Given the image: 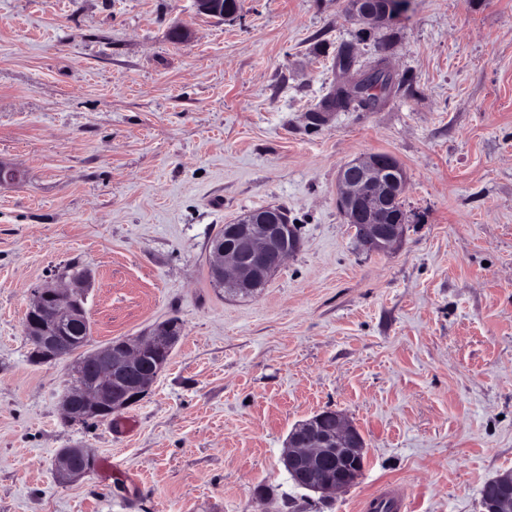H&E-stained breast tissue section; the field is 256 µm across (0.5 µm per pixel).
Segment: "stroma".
I'll use <instances>...</instances> for the list:
<instances>
[{
    "instance_id": "1",
    "label": "stroma",
    "mask_w": 512,
    "mask_h": 512,
    "mask_svg": "<svg viewBox=\"0 0 512 512\" xmlns=\"http://www.w3.org/2000/svg\"><path fill=\"white\" fill-rule=\"evenodd\" d=\"M191 37L171 42V27ZM351 51L354 65L337 64ZM376 111L329 101L379 59ZM388 152L404 238L357 248L340 166ZM0 512H482L512 471V0H413L362 22L347 0H0ZM277 206L300 246L252 298L215 288L208 244ZM90 275L89 349L179 320L147 394L64 419L72 358L30 362L32 292ZM326 409L365 441L330 497L283 464ZM96 456L59 481V449ZM227 3L224 0H194L197 12L221 20L233 17L238 13V8L230 9Z\"/></svg>"
}]
</instances>
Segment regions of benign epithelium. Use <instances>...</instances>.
Instances as JSON below:
<instances>
[{"instance_id":"obj_1","label":"benign epithelium","mask_w":512,"mask_h":512,"mask_svg":"<svg viewBox=\"0 0 512 512\" xmlns=\"http://www.w3.org/2000/svg\"><path fill=\"white\" fill-rule=\"evenodd\" d=\"M194 6L197 12L221 20L238 13L224 0H194ZM392 6L393 0H353L351 13L367 22L393 15ZM405 185L402 165L387 153H370L340 168L336 202L366 251H387L401 242L406 219L393 204L401 200ZM297 248L295 227L275 207L268 206L225 225L223 233L213 237L210 266L213 275L231 285L236 294L253 296ZM88 288L85 275L64 286L35 291L23 329L36 361L49 363L70 352L75 343L73 327L87 320L84 303ZM181 336V324L171 319L137 339H116L82 359L76 368L86 370L94 384L64 398V417L70 422L98 420L138 402L156 381ZM355 431L341 412L336 415L334 430L319 428L309 420L297 424L284 450L289 474L313 491L332 494L345 490L357 460L343 443H355ZM323 458L336 467L333 481L315 480V467ZM93 466V455L79 446L62 448L55 457V471L62 480L83 477Z\"/></svg>"}]
</instances>
